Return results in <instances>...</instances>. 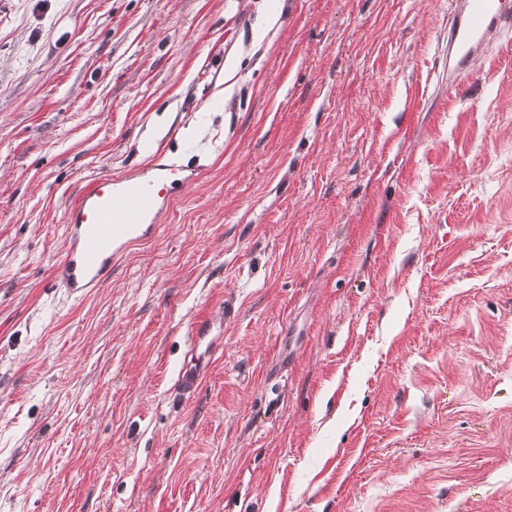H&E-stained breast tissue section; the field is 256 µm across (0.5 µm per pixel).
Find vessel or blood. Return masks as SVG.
Returning <instances> with one entry per match:
<instances>
[{
    "mask_svg": "<svg viewBox=\"0 0 512 512\" xmlns=\"http://www.w3.org/2000/svg\"><path fill=\"white\" fill-rule=\"evenodd\" d=\"M511 26L512 13L503 10L502 0H457L448 46L456 51L458 72H465L474 45L495 40ZM194 179L176 165L156 163L120 178L90 180L67 211L66 252L54 269L58 286L71 298L101 287L113 263L130 247L157 235L180 188ZM222 346L214 322H197L191 330L192 354L177 374V389L192 395L210 357Z\"/></svg>",
    "mask_w": 512,
    "mask_h": 512,
    "instance_id": "1",
    "label": "vessel or blood"
}]
</instances>
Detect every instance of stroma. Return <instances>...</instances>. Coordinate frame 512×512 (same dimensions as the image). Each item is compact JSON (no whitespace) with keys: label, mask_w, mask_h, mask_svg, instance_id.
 <instances>
[{"label":"stroma","mask_w":512,"mask_h":512,"mask_svg":"<svg viewBox=\"0 0 512 512\" xmlns=\"http://www.w3.org/2000/svg\"><path fill=\"white\" fill-rule=\"evenodd\" d=\"M449 16L0 0V512H512V31L452 94ZM159 156L199 180L67 299L86 180ZM213 321L197 322L191 330L192 354L180 368L176 387L185 395H192L199 387L212 355L222 349L220 330H216Z\"/></svg>","instance_id":"1"}]
</instances>
